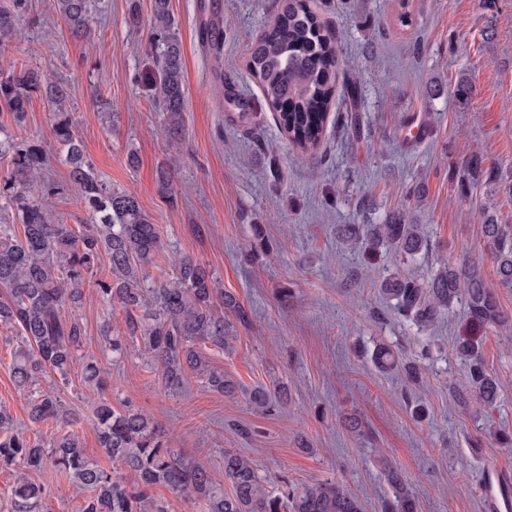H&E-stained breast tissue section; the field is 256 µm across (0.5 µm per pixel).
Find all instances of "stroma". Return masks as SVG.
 <instances>
[{
	"mask_svg": "<svg viewBox=\"0 0 512 512\" xmlns=\"http://www.w3.org/2000/svg\"><path fill=\"white\" fill-rule=\"evenodd\" d=\"M201 1L223 27L221 54L200 38ZM29 2L39 21H20L0 60L44 70L67 85L65 110L95 175L134 193L168 250L202 262L249 316L232 350L204 349L210 366L236 379L239 390L219 395L194 377L173 394L137 356L116 363L106 351L100 329L121 325L124 314L99 293L97 279L110 276L100 268L71 313L85 328L84 350L111 374V386L85 384L78 364L68 382L51 372L39 381L76 413L72 430L86 454L111 469L94 429L104 400L148 414L175 448L204 462L218 480L224 452L232 449L256 464L271 493L285 479L298 486L331 480L357 495L364 512H381L391 495L389 465L411 486L418 512H506L512 448L501 447L495 433L512 430V331L478 333L483 363L502 392L494 407L475 411L455 399L466 373L454 352L467 328L463 304L424 329L394 314L379 283L395 271L423 281L439 263L469 256L512 314V289L499 283L475 202L459 190L462 159L480 152L497 176L492 207L500 223L512 225V0H413L408 27L396 21L399 0H307L336 37L337 86L351 78L361 85L362 127L356 133L329 121L318 149L307 153L289 145L247 69L250 42L275 18L274 0H170L186 102L175 139L165 135L145 80L152 0H95L87 40L70 35L53 0ZM134 7L136 26L128 22ZM462 73L473 86L464 105L449 91ZM229 87L251 102L252 123L230 111ZM52 112L42 95H32L23 121L0 112V139L22 135L40 144L45 182L62 183L69 168L58 157ZM409 115L427 128L421 142L408 138ZM163 164L174 176L168 195L155 182ZM412 186L425 189L414 209L406 195ZM403 209L427 229L428 255L405 259L384 251L368 261L338 234L339 225L379 224ZM378 343L409 357L428 348L420 362L424 418H414L402 400L399 376L375 369L370 356ZM16 347L0 335V406L28 439L45 444L63 428L31 422L34 390L18 389L12 377ZM275 383L288 388L283 404L255 412L247 390ZM350 413L360 418L361 432L342 426ZM33 479L46 488L45 512H81L83 498L69 476Z\"/></svg>",
	"mask_w": 512,
	"mask_h": 512,
	"instance_id": "35a3bbf8",
	"label": "stroma"
}]
</instances>
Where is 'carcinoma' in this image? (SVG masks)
Returning <instances> with one entry per match:
<instances>
[{
	"instance_id": "obj_1",
	"label": "carcinoma",
	"mask_w": 512,
	"mask_h": 512,
	"mask_svg": "<svg viewBox=\"0 0 512 512\" xmlns=\"http://www.w3.org/2000/svg\"><path fill=\"white\" fill-rule=\"evenodd\" d=\"M55 2L69 32L86 36L93 0ZM27 10V0H13L10 10H0V45L12 37ZM153 14V69L147 82L157 91L167 132L174 134L181 128L185 111L181 47L168 0H154ZM202 36L216 52L223 50L217 23L204 22ZM247 66L289 143L302 152L315 150L330 115L340 59L334 35L305 0H278L273 26L248 46ZM37 92L55 109L52 133L70 173L67 183L43 185L41 146L27 138L0 142V155L9 154L12 164L9 176L0 183V194L14 202L22 226L19 231L13 224H0V328L16 332L19 341L12 363L15 383L31 388L39 375L48 372L64 381L81 357L84 382L103 385L95 357L78 355L85 330L78 320L65 315V307L77 303L86 275L93 273L105 255L112 279L99 281V292L125 311L124 327L115 331L106 323L102 328L112 358L122 359L130 349H137L169 392L182 391L193 373L211 391L234 394L239 384L210 367L202 348L211 345L230 350L235 336L228 313L245 324L246 311L233 294L217 287L213 274L201 263L168 252L157 225L142 212L134 194L114 190L98 179L72 121L62 111L68 98L66 86L45 81L38 69L14 65L0 69V110L16 120H22L27 99ZM358 96V83L353 79L344 87L349 108L343 117L353 127L356 118L351 113L356 111ZM483 164L478 154L463 160L461 192L480 187L492 194L493 172ZM37 187L41 192L35 195ZM67 192L78 196L91 223L75 228L55 217L51 200ZM478 214L499 281L512 288V225L499 223L485 203ZM340 233L345 243L368 256L383 248L402 256L430 249L425 228L406 222L398 211L383 224H344ZM163 257L168 259L172 276L159 283L151 279L149 268ZM380 288L400 317L422 328L438 322L460 298L472 324L483 329L512 327V316L486 287L481 268L472 259L446 263L426 282L389 275ZM455 353L468 366V388L458 393V401L465 406L473 402L496 405L499 382L485 369L474 340L458 337ZM373 361L379 371L401 374L410 385L421 380L416 360L386 345L378 347ZM248 399L260 413L270 412L276 403V395L262 386L252 389ZM29 416L36 423L50 419L68 425L75 420L51 391L32 400ZM95 431L100 447L118 466L113 474L86 457L76 434L65 432L45 448L27 440L14 428L13 417L0 410V468L13 470L12 512H41L44 487L29 474L49 470L67 474L87 494L83 512H167L163 503L149 495L159 484L191 495L202 512H363L361 500L336 482L298 487L287 483L280 495H272L261 484L253 461L229 450L224 451V479L231 486L226 492L205 464L185 457L150 417L127 407L118 410L101 402ZM388 477L393 494L382 503L381 512H417L412 488L394 470Z\"/></svg>"
}]
</instances>
